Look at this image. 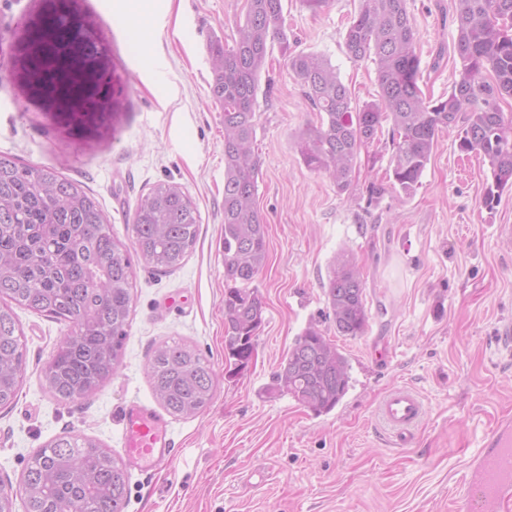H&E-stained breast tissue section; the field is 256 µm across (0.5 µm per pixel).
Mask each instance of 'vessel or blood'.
<instances>
[{
  "instance_id": "obj_1",
  "label": "vessel or blood",
  "mask_w": 512,
  "mask_h": 512,
  "mask_svg": "<svg viewBox=\"0 0 512 512\" xmlns=\"http://www.w3.org/2000/svg\"><path fill=\"white\" fill-rule=\"evenodd\" d=\"M376 415L397 437L408 444L426 415L423 397L408 387L387 392L378 402ZM126 456L144 471L158 470L173 455L174 443L167 422L155 412L133 404L121 414ZM512 500V416L498 418L481 451L470 460L459 512H497Z\"/></svg>"
}]
</instances>
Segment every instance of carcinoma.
Masks as SVG:
<instances>
[{
  "mask_svg": "<svg viewBox=\"0 0 512 512\" xmlns=\"http://www.w3.org/2000/svg\"><path fill=\"white\" fill-rule=\"evenodd\" d=\"M231 47L213 35L207 43L213 71L212 101L224 121V352L234 370L256 351L265 303L254 285L268 259L266 225L257 203L260 162L255 153V105L268 48L288 44L283 0H246ZM460 62L448 97L432 100L418 85L417 31L406 0H360L345 33L350 59L376 64L378 99L353 104L348 88L325 57L299 53L288 59L303 96L319 122L295 145L305 165L333 178L336 191L352 188L361 147L390 123L391 174L409 195L430 161L438 133L457 129L461 152L488 163L492 183L484 203L491 208L512 187V115L500 102L512 96V0H455ZM52 35L32 61L38 92L64 108L81 111L77 132H101L100 111L108 90L87 80L77 50L86 40L84 18L43 17ZM133 250L155 271L179 268L193 251L198 207L183 187L159 181L133 218ZM128 248L112 236L109 219L94 197L56 169L0 156V407L10 406L22 385V329L12 305L65 321L70 334L44 371L50 393L61 401L93 394L120 363L132 305ZM366 284L353 261L331 264L325 289L338 336H362L367 328ZM150 382L165 410L191 415L213 398V369L185 344L157 347ZM277 388L317 415L333 410L349 387L347 358L325 332L310 325L280 363ZM23 480L36 489L25 512H125L128 477L111 451L69 433L38 449Z\"/></svg>",
  "mask_w": 512,
  "mask_h": 512,
  "instance_id": "cac0c4a2",
  "label": "carcinoma"
}]
</instances>
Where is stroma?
I'll return each instance as SVG.
<instances>
[{"mask_svg": "<svg viewBox=\"0 0 512 512\" xmlns=\"http://www.w3.org/2000/svg\"><path fill=\"white\" fill-rule=\"evenodd\" d=\"M360 0H284L287 44L272 43L255 107L258 206L268 260L256 278L265 301L256 352L231 373L224 357V123L210 97L207 42L232 44L245 0H144L151 37L130 48L125 0H79L120 103L103 139L76 135L30 96L20 49L44 0H0V155L55 168L79 181L131 244L133 216L150 187L180 184L201 224L193 253L158 273L134 272L128 336L115 374L89 398L60 401L43 369L67 323L17 309L23 382L0 410V480L20 483L34 451L70 432L123 456L120 413L130 402L161 410L148 376L160 344L180 341L208 360L214 395L192 416H169L176 453L153 475L129 468L126 512H452L466 475L500 413L512 412V188L494 207L487 162L459 151L457 131L438 135L412 195L386 178L388 134L362 148L351 193L310 170L295 140L318 118L288 66L292 54L326 57L354 103L378 98L376 65L355 61L344 37ZM417 31L419 85L447 97L459 67L454 0H407ZM384 185L383 194L372 189ZM366 281L363 336L336 334L324 286L338 253ZM326 331L349 363L350 386L317 416L275 388L280 363L308 325ZM426 401L413 440L398 446L375 418L389 390Z\"/></svg>", "mask_w": 512, "mask_h": 512, "instance_id": "obj_1", "label": "stroma"}]
</instances>
